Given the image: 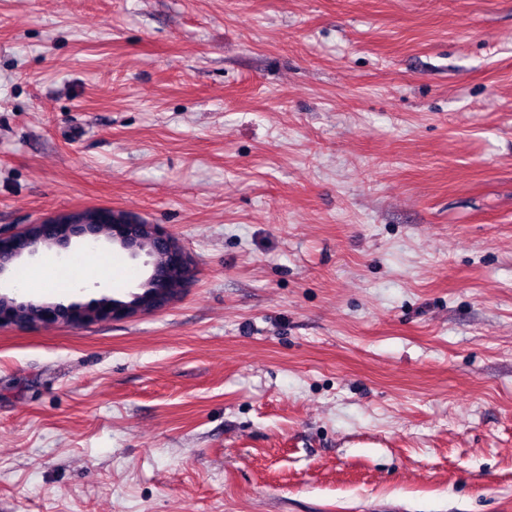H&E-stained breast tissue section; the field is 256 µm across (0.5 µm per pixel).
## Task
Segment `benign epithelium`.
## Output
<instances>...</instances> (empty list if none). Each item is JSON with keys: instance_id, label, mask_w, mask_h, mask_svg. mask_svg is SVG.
Here are the masks:
<instances>
[{"instance_id": "benign-epithelium-1", "label": "benign epithelium", "mask_w": 512, "mask_h": 512, "mask_svg": "<svg viewBox=\"0 0 512 512\" xmlns=\"http://www.w3.org/2000/svg\"><path fill=\"white\" fill-rule=\"evenodd\" d=\"M118 223L112 225V243L136 257L144 241L164 251L167 265L153 270L138 285L140 291L131 300L118 302L109 298L87 303L35 302L19 300L0 293V328L66 323L84 326L105 320H124L166 309L184 291L193 275V260L181 245L158 225L124 210L109 211ZM98 240L96 225L86 224L79 210L41 218L11 234L0 233V276L26 256L37 254L43 247L66 250L72 240Z\"/></svg>"}]
</instances>
